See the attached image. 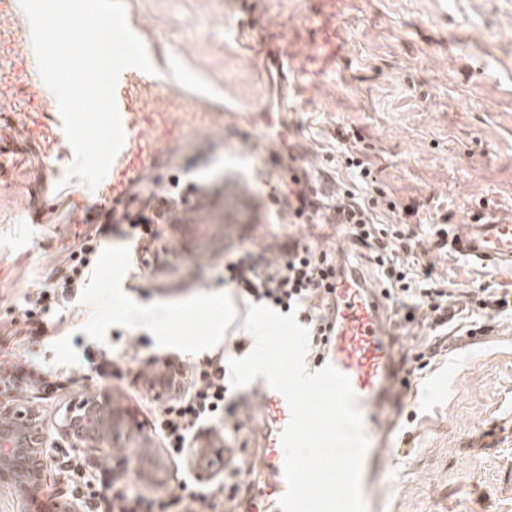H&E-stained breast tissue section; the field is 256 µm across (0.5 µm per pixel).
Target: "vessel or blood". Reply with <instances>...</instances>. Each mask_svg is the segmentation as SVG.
<instances>
[{
    "instance_id": "vessel-or-blood-1",
    "label": "vessel or blood",
    "mask_w": 512,
    "mask_h": 512,
    "mask_svg": "<svg viewBox=\"0 0 512 512\" xmlns=\"http://www.w3.org/2000/svg\"><path fill=\"white\" fill-rule=\"evenodd\" d=\"M0 17L10 20L8 26H0V99L12 104L10 112L0 114V122L22 125L41 158L40 179L45 193L30 215L33 223H43L62 203L74 208L81 224L124 223L131 203L171 187L165 173L173 166L174 147L182 141L172 113L215 115L225 109L223 102L189 86L174 71L156 33L134 8H127V23L145 45L156 72L151 75L129 68L121 73L116 102L125 142L107 176L94 190V203H87L84 192L62 183L74 152L61 148L66 136L58 104L54 96L43 91L30 25L19 0H0ZM207 204L208 197L203 192L182 195L181 207L171 224L172 232L180 233L183 227L192 225L194 214ZM459 251L479 261L512 265V223L473 225L461 238ZM335 265L336 279L325 311L332 332L324 356L313 359L312 367L317 370L332 364L348 376L358 397L364 432L374 441L363 459L361 488L367 497L373 490L374 473L382 458L380 443L401 413L402 367L394 359L397 335L379 282L371 280L361 265L350 261L346 248L337 249ZM96 405L100 411V432L106 434L110 429L121 428L119 411L108 393L98 394ZM270 406L273 425L264 432L270 475L267 494L270 512H281L279 499L286 490V482L280 434L289 421L290 411L279 394L271 399Z\"/></svg>"
}]
</instances>
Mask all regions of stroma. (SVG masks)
I'll use <instances>...</instances> for the list:
<instances>
[{
    "label": "stroma",
    "mask_w": 512,
    "mask_h": 512,
    "mask_svg": "<svg viewBox=\"0 0 512 512\" xmlns=\"http://www.w3.org/2000/svg\"><path fill=\"white\" fill-rule=\"evenodd\" d=\"M143 18L173 56L229 111L222 127L201 126L184 112V147L211 204L181 258L164 254L169 230L139 250L129 225L117 224L70 314L46 316L42 335H25L29 301L55 281L67 247L87 227L59 206L52 223L32 224L27 164L0 183V357L33 361L50 388L5 390L0 398L35 405L55 427L75 399L98 394L96 362L110 349L122 367L111 395L133 425L146 426V403L168 399L145 391L132 374L139 360L199 362L234 345L248 303L224 281L214 243L250 247L256 260L300 242L334 249L345 240L333 224L268 223L257 209L268 183L284 180L281 161L320 172L327 194L350 178L338 160L358 152L378 185L396 201L386 224L413 232L412 258L429 267L452 309L479 288L512 289V269L478 264L432 246L429 220L454 232L512 220V0H137ZM277 44L299 76L286 126H267L273 89L260 66ZM472 336L461 321L435 336L403 327V350L432 346L431 366L412 375L403 415L374 487L371 512H512V320L497 318ZM135 447L88 455V499L98 474L125 472L129 488L151 494L125 462Z\"/></svg>",
    "instance_id": "obj_1"
}]
</instances>
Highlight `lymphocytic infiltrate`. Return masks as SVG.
Returning <instances> with one entry per match:
<instances>
[{
  "instance_id": "1",
  "label": "lymphocytic infiltrate",
  "mask_w": 512,
  "mask_h": 512,
  "mask_svg": "<svg viewBox=\"0 0 512 512\" xmlns=\"http://www.w3.org/2000/svg\"><path fill=\"white\" fill-rule=\"evenodd\" d=\"M346 164L354 186L346 192V209L336 212L337 223L344 225L351 240L369 251L385 293L395 299L405 323H414L421 316L431 330L447 326L451 318L448 295L437 288L431 269L417 268L400 258L401 253L410 251L411 236L396 225L380 224L376 218L375 201L369 196V188L376 179L368 162L350 156ZM110 231V225L99 224L83 234L80 247L69 253L61 276L31 300L26 314L28 335L42 332L43 316L50 311L49 301L72 295L84 286L90 257L98 253ZM330 263L326 251L299 243L289 248L287 254L262 264L251 251L245 250L225 260L224 279L251 303L299 313L309 332V350L315 353L323 336L321 290L331 274ZM227 392L225 355L175 370L170 404L153 414L154 430L169 457L184 458L188 452L199 451L202 440L217 436L224 419ZM238 476V470L225 471L221 481L204 489L187 481L178 494L163 499L135 494L128 489L123 475L107 471L87 512H216L226 504L238 508L243 504Z\"/></svg>"
}]
</instances>
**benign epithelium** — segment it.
I'll return each mask as SVG.
<instances>
[{"label": "benign epithelium", "instance_id": "1", "mask_svg": "<svg viewBox=\"0 0 512 512\" xmlns=\"http://www.w3.org/2000/svg\"><path fill=\"white\" fill-rule=\"evenodd\" d=\"M93 401L87 397L67 406L56 424L57 436L76 454L97 447L92 434ZM49 436L32 405L0 402V485L13 486L27 478L38 483L48 464Z\"/></svg>", "mask_w": 512, "mask_h": 512}]
</instances>
